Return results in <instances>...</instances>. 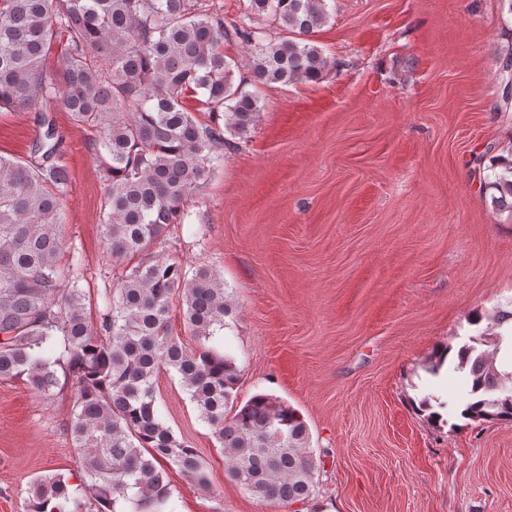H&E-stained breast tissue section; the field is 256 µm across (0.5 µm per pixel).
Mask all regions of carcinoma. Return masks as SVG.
Returning a JSON list of instances; mask_svg holds the SVG:
<instances>
[{
  "label": "carcinoma",
  "mask_w": 512,
  "mask_h": 512,
  "mask_svg": "<svg viewBox=\"0 0 512 512\" xmlns=\"http://www.w3.org/2000/svg\"><path fill=\"white\" fill-rule=\"evenodd\" d=\"M247 9L286 35L227 25L210 0H0V110L35 112L55 100L75 125L99 130L94 156L114 271L93 321L79 255L60 264L69 176L55 119L41 112L29 159L0 155V380L20 379L47 399L72 383L69 432L83 474L32 478L27 512H176L166 463L208 486L202 458L157 403L162 371L177 374L245 491L283 507L313 496L317 459L297 410L266 393L238 401L241 370L222 338L235 306L223 280L159 250L231 145L226 135L246 136L260 111L235 84L224 43L249 46L257 83L326 74L310 35L329 16L327 0H247ZM188 97L209 122L185 108ZM480 198L512 210V161L483 178ZM176 296L194 351L172 332ZM496 326L482 337L488 349H457L454 368L468 371L466 419L512 420V371L496 365L512 313Z\"/></svg>",
  "instance_id": "carcinoma-1"
}]
</instances>
